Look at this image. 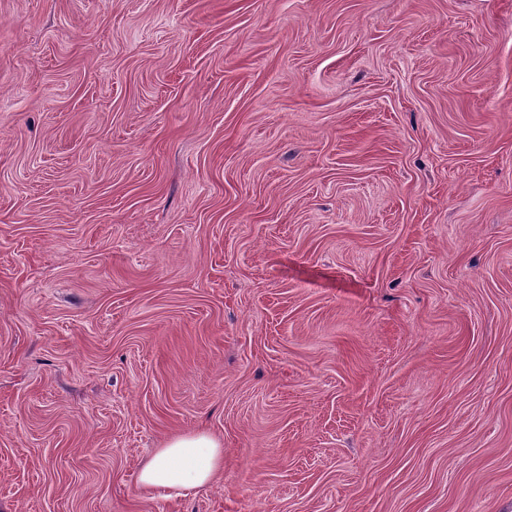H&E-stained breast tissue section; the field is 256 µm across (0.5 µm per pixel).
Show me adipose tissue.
<instances>
[{"label":"adipose tissue","instance_id":"ef3b65f1","mask_svg":"<svg viewBox=\"0 0 512 512\" xmlns=\"http://www.w3.org/2000/svg\"><path fill=\"white\" fill-rule=\"evenodd\" d=\"M224 468L221 442L205 432L173 437L143 465L138 481L163 496H181L212 481Z\"/></svg>","mask_w":512,"mask_h":512}]
</instances>
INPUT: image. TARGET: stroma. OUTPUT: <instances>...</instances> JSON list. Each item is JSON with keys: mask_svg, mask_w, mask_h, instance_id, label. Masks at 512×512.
Returning a JSON list of instances; mask_svg holds the SVG:
<instances>
[{"mask_svg": "<svg viewBox=\"0 0 512 512\" xmlns=\"http://www.w3.org/2000/svg\"><path fill=\"white\" fill-rule=\"evenodd\" d=\"M0 512H512V0H0ZM224 468V448L214 436L193 432L173 437L143 465L138 481L164 497L181 496L212 481Z\"/></svg>", "mask_w": 512, "mask_h": 512, "instance_id": "1", "label": "stroma"}]
</instances>
